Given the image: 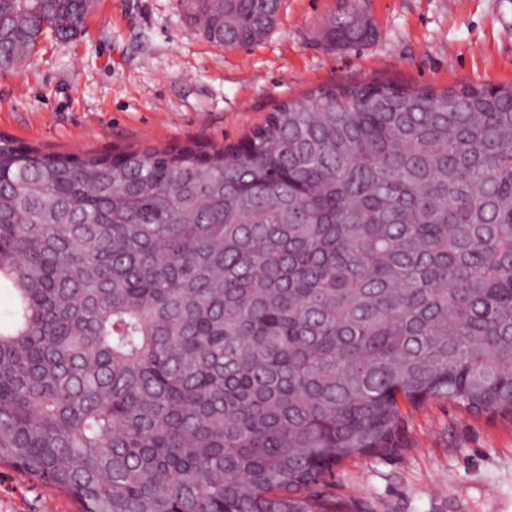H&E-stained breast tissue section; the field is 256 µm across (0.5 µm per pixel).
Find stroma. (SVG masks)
I'll return each mask as SVG.
<instances>
[{
    "label": "stroma",
    "mask_w": 512,
    "mask_h": 512,
    "mask_svg": "<svg viewBox=\"0 0 512 512\" xmlns=\"http://www.w3.org/2000/svg\"><path fill=\"white\" fill-rule=\"evenodd\" d=\"M340 0H281L250 47L209 41L180 0H94L84 31L43 39L0 72V135L46 152L241 141L288 100L376 79L444 89L512 85V0H356L374 36L332 48ZM406 447L343 462L331 499L367 512H512V422L444 400L408 408ZM0 512H77L0 465Z\"/></svg>",
    "instance_id": "stroma-1"
}]
</instances>
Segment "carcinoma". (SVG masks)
<instances>
[{
    "label": "carcinoma",
    "instance_id": "carcinoma-1",
    "mask_svg": "<svg viewBox=\"0 0 512 512\" xmlns=\"http://www.w3.org/2000/svg\"><path fill=\"white\" fill-rule=\"evenodd\" d=\"M91 0H0V67ZM280 0H195L228 48ZM332 47L371 28L350 4ZM0 465L78 512H362L400 400L512 422V86H325L236 145L0 136Z\"/></svg>",
    "mask_w": 512,
    "mask_h": 512
}]
</instances>
